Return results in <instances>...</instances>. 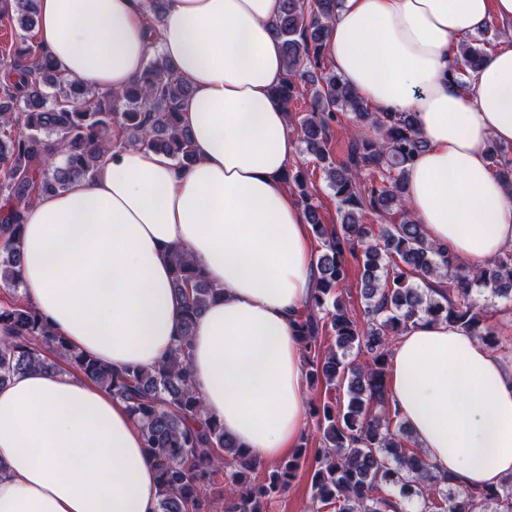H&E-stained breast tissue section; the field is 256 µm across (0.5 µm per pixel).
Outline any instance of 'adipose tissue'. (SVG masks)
<instances>
[{
	"label": "adipose tissue",
	"instance_id": "ef3b65f1",
	"mask_svg": "<svg viewBox=\"0 0 512 512\" xmlns=\"http://www.w3.org/2000/svg\"><path fill=\"white\" fill-rule=\"evenodd\" d=\"M282 0H167L156 27L142 0H37L35 41L62 73L119 91L152 53L192 87L179 107L196 162L115 148L93 177L24 211L23 298L76 351L120 371L149 368L180 332L170 250L223 289L191 339L208 414L266 462L305 425L294 320L316 260L304 210L283 179L297 153L274 96L285 74ZM512 0H343L325 58L377 112H413L425 149L407 204L428 238L479 265L512 247V190L489 165L512 144V38L466 92L454 44ZM390 404L430 462L463 486L512 474V360L447 322L411 323L388 360ZM157 474L124 402L67 371L0 386V512H156Z\"/></svg>",
	"mask_w": 512,
	"mask_h": 512
}]
</instances>
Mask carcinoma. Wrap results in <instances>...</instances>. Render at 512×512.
<instances>
[{"label":"carcinoma","instance_id":"carcinoma-1","mask_svg":"<svg viewBox=\"0 0 512 512\" xmlns=\"http://www.w3.org/2000/svg\"><path fill=\"white\" fill-rule=\"evenodd\" d=\"M342 0H283L276 25L286 62L273 93L289 107L310 94L297 120L300 151L312 156L336 198L339 223L323 221L308 172L291 167L288 186L298 191L306 221L320 241L317 285L297 324L306 376L326 389L343 391L316 409L321 433L311 500L314 512H405L417 500L420 512H512V475L495 487L463 488L438 472L419 450L388 400L390 347L417 319L446 321L494 350L499 345L483 306L471 296L480 287L512 297V250L463 268L430 241L407 208V172L426 147L413 112H374L336 72L323 51L329 25ZM20 47L0 70V385L34 368L69 370L124 401L138 422L144 447L157 470V512H268L305 461L304 446L260 481V461L224 434V424L207 415L195 390L189 360L191 338L203 311L222 289L181 250L168 254L172 287L180 306L181 332L169 355L152 368L122 371L71 350L30 303L18 296L23 212L35 197L65 191L92 178L115 146H142L180 165L196 161L190 131L180 124L179 106L189 83L160 56L151 58L138 80L116 92L100 91L62 75L35 42L36 0H13ZM492 40L458 43L457 73L475 72ZM354 121L347 158L331 157L328 141L338 115ZM57 150L62 165L48 163ZM512 149L490 144L492 168L512 187ZM391 224L364 222L366 213ZM361 257L363 320L348 311L342 290L348 257ZM438 282L425 291L413 279ZM330 330L334 345L323 349ZM366 351L361 366L353 351Z\"/></svg>","mask_w":512,"mask_h":512}]
</instances>
